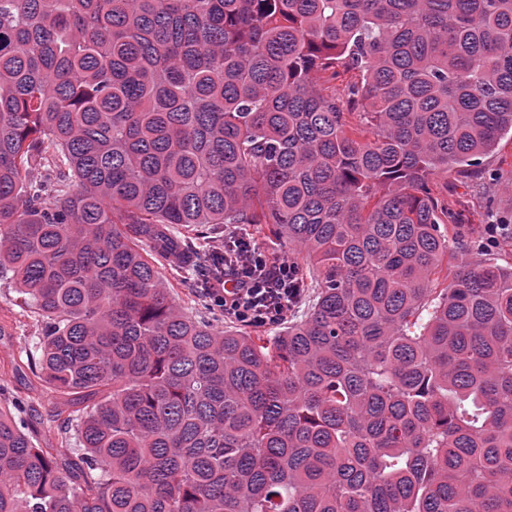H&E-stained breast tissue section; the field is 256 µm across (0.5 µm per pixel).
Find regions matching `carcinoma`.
I'll return each instance as SVG.
<instances>
[{"mask_svg": "<svg viewBox=\"0 0 512 512\" xmlns=\"http://www.w3.org/2000/svg\"><path fill=\"white\" fill-rule=\"evenodd\" d=\"M507 134L512 0H0L14 370L65 416L0 407V512H512V265L442 269L438 188ZM224 224L300 318L216 329Z\"/></svg>", "mask_w": 512, "mask_h": 512, "instance_id": "cac0c4a2", "label": "carcinoma"}]
</instances>
